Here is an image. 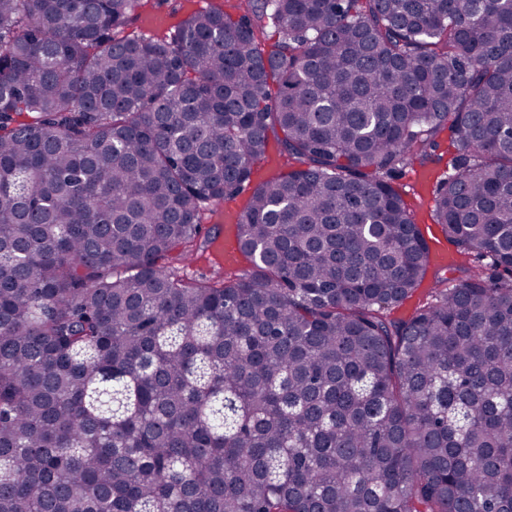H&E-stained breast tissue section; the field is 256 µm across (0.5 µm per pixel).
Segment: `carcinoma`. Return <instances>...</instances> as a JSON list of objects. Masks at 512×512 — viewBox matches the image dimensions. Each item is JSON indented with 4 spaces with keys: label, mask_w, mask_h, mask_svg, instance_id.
<instances>
[{
    "label": "carcinoma",
    "mask_w": 512,
    "mask_h": 512,
    "mask_svg": "<svg viewBox=\"0 0 512 512\" xmlns=\"http://www.w3.org/2000/svg\"><path fill=\"white\" fill-rule=\"evenodd\" d=\"M140 6L0 0V512H512V0ZM445 127L492 273L391 320L430 262L392 174ZM271 132L252 270L160 266ZM245 0H144L145 4L138 10V17L132 20L130 29L142 34H166L183 18L194 10L209 4L223 6L224 11L233 17L244 13Z\"/></svg>",
    "instance_id": "obj_1"
}]
</instances>
